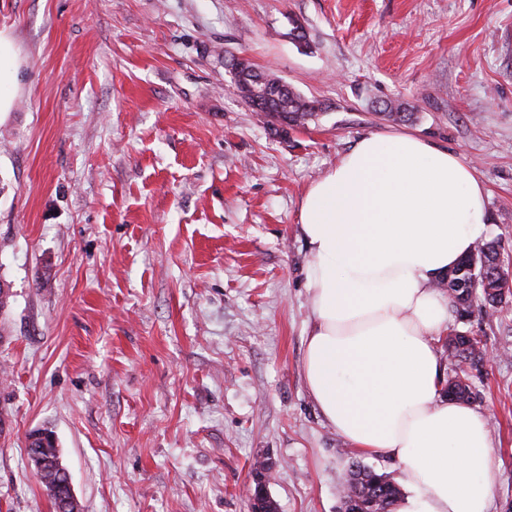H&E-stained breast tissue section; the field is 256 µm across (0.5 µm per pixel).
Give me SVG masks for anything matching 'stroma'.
I'll return each mask as SVG.
<instances>
[{
  "mask_svg": "<svg viewBox=\"0 0 512 512\" xmlns=\"http://www.w3.org/2000/svg\"><path fill=\"white\" fill-rule=\"evenodd\" d=\"M301 26L306 40L290 38ZM22 56L0 114V512H54L28 436L58 440L81 512H337L357 456L302 373L310 185L400 130L469 163L512 260V0H0ZM322 109L274 130L225 52ZM414 120L387 119V103ZM448 328L512 505V305ZM448 349L457 358L459 366V371H455L454 375L448 377V396L464 402H472L476 398V393L468 372L461 365L482 366L485 347L477 337L457 331L448 340Z\"/></svg>",
  "mask_w": 512,
  "mask_h": 512,
  "instance_id": "1",
  "label": "stroma"
}]
</instances>
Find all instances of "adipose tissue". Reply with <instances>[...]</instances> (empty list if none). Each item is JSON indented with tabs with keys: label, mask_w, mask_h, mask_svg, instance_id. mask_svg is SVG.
Segmentation results:
<instances>
[{
	"label": "adipose tissue",
	"mask_w": 512,
	"mask_h": 512,
	"mask_svg": "<svg viewBox=\"0 0 512 512\" xmlns=\"http://www.w3.org/2000/svg\"><path fill=\"white\" fill-rule=\"evenodd\" d=\"M21 60L0 30V113ZM312 324L302 371L355 452L396 460V512H493L498 472L478 409L448 400L436 347L448 329L440 277L488 232L486 190L458 155L409 133L370 134L308 189Z\"/></svg>",
	"instance_id": "adipose-tissue-1"
}]
</instances>
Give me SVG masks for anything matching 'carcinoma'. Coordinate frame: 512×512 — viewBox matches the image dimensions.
Instances as JSON below:
<instances>
[{"mask_svg": "<svg viewBox=\"0 0 512 512\" xmlns=\"http://www.w3.org/2000/svg\"><path fill=\"white\" fill-rule=\"evenodd\" d=\"M233 83L247 105L258 100L269 103L260 111L273 127L302 125L317 109L315 102L293 90L282 91L278 75L257 71L246 58L239 63ZM507 275L496 243L482 242L439 280L438 287L448 297L458 319L465 320L475 312L488 317L509 305L512 297L498 292L500 281ZM448 349L461 365L459 371L448 377V396L469 403L476 393L462 365L480 366L485 347L477 337L458 331L448 340ZM39 479L52 504H57L55 489L61 481L58 472L45 468ZM345 483L349 494L340 500V512H395L403 496L402 489L390 476L357 462L347 470Z\"/></svg>", "mask_w": 512, "mask_h": 512, "instance_id": "1", "label": "carcinoma"}]
</instances>
